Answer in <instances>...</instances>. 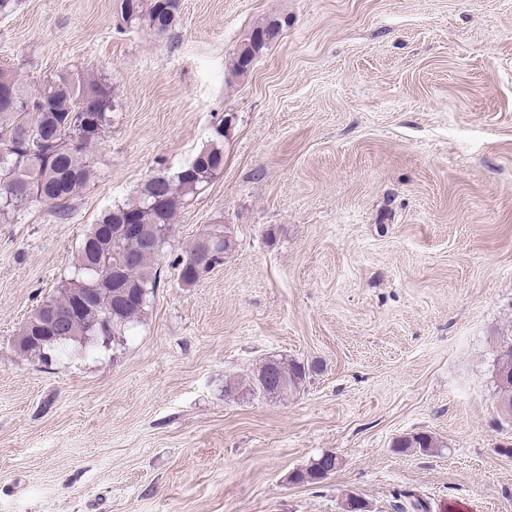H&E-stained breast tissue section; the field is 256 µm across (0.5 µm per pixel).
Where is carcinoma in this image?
I'll return each instance as SVG.
<instances>
[{
	"label": "carcinoma",
	"instance_id": "carcinoma-1",
	"mask_svg": "<svg viewBox=\"0 0 512 512\" xmlns=\"http://www.w3.org/2000/svg\"><path fill=\"white\" fill-rule=\"evenodd\" d=\"M181 0H116V12L125 23H142L158 36L177 22ZM288 26V18L273 17L253 26L232 58L231 72L246 76L256 59ZM13 94L14 105L0 101V220L17 207L35 200L63 216L76 191L92 178L86 161L89 149L101 140L112 123L115 107L111 87L102 79L85 80L72 74H58L30 92L13 71L0 66V96ZM215 139L202 148L184 167L172 175L148 179L136 198L114 204L84 233L74 257V273L56 293L41 303L58 314L67 313L75 302V288H110L115 270H120L126 288L112 295V319L108 335L120 340L139 322L150 297L160 284L159 262L168 244L172 224L187 199L208 185L224 169V125L214 129ZM124 224H146L155 229L153 237L134 238ZM211 238L210 265L195 256L200 249L194 241L185 256L174 263L177 280L185 287L196 285L213 267L224 262L234 242L223 225L205 231ZM103 316L99 306L86 307L63 323L50 341H33L20 346L30 356H43L50 348L65 352L73 343H83ZM314 365L274 360L269 386H255L263 395L280 396L298 389ZM495 398L512 396V336L502 338L493 359ZM431 433L417 432L398 438L394 448L421 454L438 450ZM340 466L336 456L324 453L309 466L293 472L289 481L319 484L324 475ZM395 512H423L419 500L399 494Z\"/></svg>",
	"mask_w": 512,
	"mask_h": 512
}]
</instances>
